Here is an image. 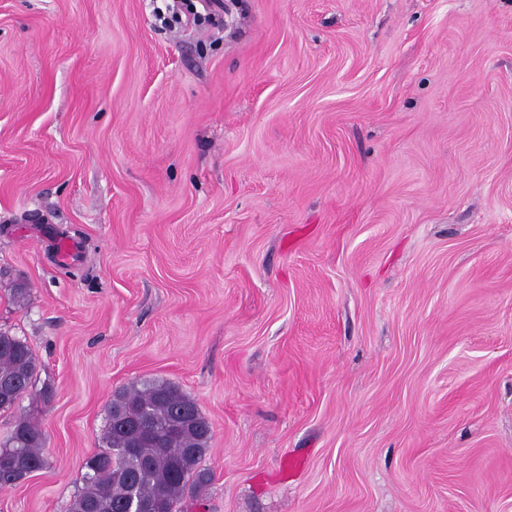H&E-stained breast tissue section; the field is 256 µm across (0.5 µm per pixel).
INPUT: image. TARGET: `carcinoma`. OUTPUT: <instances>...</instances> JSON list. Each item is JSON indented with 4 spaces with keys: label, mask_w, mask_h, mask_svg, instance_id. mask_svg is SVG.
Wrapping results in <instances>:
<instances>
[{
    "label": "carcinoma",
    "mask_w": 512,
    "mask_h": 512,
    "mask_svg": "<svg viewBox=\"0 0 512 512\" xmlns=\"http://www.w3.org/2000/svg\"><path fill=\"white\" fill-rule=\"evenodd\" d=\"M37 368L27 342L0 331V383L30 387ZM181 411L193 414L194 424L177 435L166 434ZM119 415L129 421L150 417L160 432L158 439L141 444L136 457L124 456L139 434L118 423ZM210 439L211 428L196 402L175 386L165 381L130 385L112 396L103 446L86 461L84 484L69 512H137L140 504L154 500L166 505L165 512H184L187 491L210 481L202 467ZM44 442L39 423L23 419L13 425L0 444V489L16 485L29 469L45 468Z\"/></svg>",
    "instance_id": "cac0c4a2"
}]
</instances>
